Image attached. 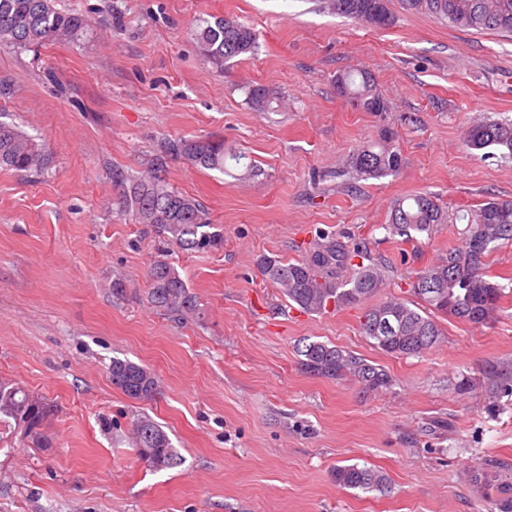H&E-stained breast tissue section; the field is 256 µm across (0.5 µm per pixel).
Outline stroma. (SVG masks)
I'll return each mask as SVG.
<instances>
[{
	"label": "stroma",
	"mask_w": 512,
	"mask_h": 512,
	"mask_svg": "<svg viewBox=\"0 0 512 512\" xmlns=\"http://www.w3.org/2000/svg\"><path fill=\"white\" fill-rule=\"evenodd\" d=\"M84 37L0 45L11 85L0 112L52 157L39 175L0 170V381L47 400L46 446L0 422V512H498L470 468L506 462L512 487V289L486 325L448 317L441 343L396 358L361 331L363 306L322 314L289 306L258 271L336 236L381 265L389 292L462 242V224L405 241L387 229L394 201L431 192L449 214L512 200V159L468 149L467 126L512 119V33L406 12L364 27L326 0H59ZM235 17L254 52L216 68L193 25ZM369 71L387 103L365 112L336 90ZM276 92L255 111L248 92ZM397 175L349 165L383 130ZM220 137L259 172L168 161L166 179L224 229L214 252L163 246L112 208V169L149 171L164 141ZM166 255L196 297L182 320L148 303L149 266ZM321 341L381 365L391 388L305 374L297 346ZM160 381L149 400L112 384L113 359ZM469 389L460 392V380ZM149 416L182 463L152 470L131 424ZM382 471L385 491L340 487L336 466Z\"/></svg>",
	"instance_id": "obj_1"
}]
</instances>
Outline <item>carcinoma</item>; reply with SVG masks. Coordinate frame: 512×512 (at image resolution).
<instances>
[{"label":"carcinoma","instance_id":"carcinoma-1","mask_svg":"<svg viewBox=\"0 0 512 512\" xmlns=\"http://www.w3.org/2000/svg\"><path fill=\"white\" fill-rule=\"evenodd\" d=\"M411 13L427 14L456 27L512 32V0H401ZM337 14L366 26L384 28L391 24L387 0H330ZM85 16L74 9L56 8V0H0V45L32 48L47 42H70L86 30ZM194 39L203 56L217 67L256 49L254 30L233 17L217 18L195 28ZM339 94L365 112H385L384 98L372 75L353 68L336 78ZM249 100L258 111L271 108L277 96L264 86L249 90ZM466 144L473 150L494 147L501 158L512 159V121L485 120L468 128ZM182 158L192 166L224 171L226 158L244 155L224 151V140L215 137L168 139L162 145L156 168L138 177L120 167L112 168L118 211L134 224H143L182 251H212L224 244V233L210 222L204 206L195 198L174 189L161 174L166 158ZM50 155L34 138L14 124L0 120V168L23 173L48 169ZM401 155L393 133L385 131L378 140L362 146L351 156V167L365 178L380 179L399 170ZM466 222L462 244L448 249L441 259L414 275L412 302L392 295L365 309L361 329L374 345L391 356H420L432 349L442 336L436 316L453 317L469 324H486L499 309L505 286L486 274V258L504 244L512 243V200L490 199L479 208L458 214ZM448 223V212L430 194L397 199L388 228L404 239ZM361 259L356 263L355 259ZM359 250L330 238L317 242L303 258L291 261L262 256L261 274L288 298L293 306L309 314L328 307L358 305L384 288L385 276L375 265L362 263ZM152 289L149 302L183 319L199 314L195 297L189 293L178 270L167 260L153 263L149 270ZM301 368L318 377H350L367 392L392 385L383 367L349 351L321 341L297 347ZM147 368L129 360H112V385L138 400L152 398L159 387L153 377L142 385ZM51 411L43 399L19 385L0 383V414L13 419L28 435L38 439L40 431L31 420H43ZM135 447L145 449L143 461L155 470L175 468L182 459L168 434L151 418L133 424ZM503 463L490 460L475 467L472 483L490 484ZM336 483L344 488L385 491L387 477L371 467L356 464L336 467Z\"/></svg>","mask_w":512,"mask_h":512}]
</instances>
